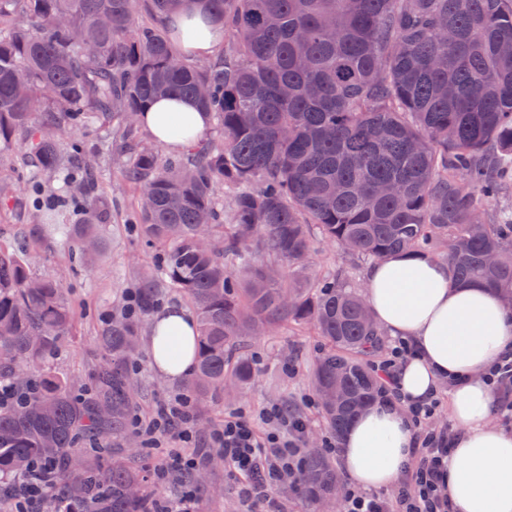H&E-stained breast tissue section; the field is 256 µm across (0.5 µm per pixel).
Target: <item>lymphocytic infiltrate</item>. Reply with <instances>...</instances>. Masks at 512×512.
<instances>
[{"instance_id": "lymphocytic-infiltrate-1", "label": "lymphocytic infiltrate", "mask_w": 512, "mask_h": 512, "mask_svg": "<svg viewBox=\"0 0 512 512\" xmlns=\"http://www.w3.org/2000/svg\"><path fill=\"white\" fill-rule=\"evenodd\" d=\"M440 405V399L436 398L428 405L409 409L418 434L405 478L395 498L387 501L353 490L346 495L342 512H448L445 485L448 431L431 424ZM260 421L269 424L268 432L258 433L256 424ZM195 424L192 406L180 395L157 402L151 415L138 414L133 418V429L143 445L157 452L161 451L168 436L191 442ZM308 433L309 425L305 419L273 405L264 409L257 419L241 412L225 418L213 434V443L240 476L244 499L267 503L275 484L296 475L301 444ZM198 465L196 457L173 454L156 466V482H168L175 473L183 478L180 494L162 503L157 512H193L198 489L189 476Z\"/></svg>"}]
</instances>
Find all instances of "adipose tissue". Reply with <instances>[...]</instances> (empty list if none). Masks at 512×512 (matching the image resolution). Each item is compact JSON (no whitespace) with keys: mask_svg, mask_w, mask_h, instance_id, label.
Instances as JSON below:
<instances>
[{"mask_svg":"<svg viewBox=\"0 0 512 512\" xmlns=\"http://www.w3.org/2000/svg\"><path fill=\"white\" fill-rule=\"evenodd\" d=\"M178 47L210 55L221 29L191 7L175 14ZM191 123L180 128L182 114ZM139 123L159 144L180 150L198 140L210 124L190 100L162 98L139 115ZM366 295L376 321L390 336L413 347L396 372L399 401L378 400L363 409L341 436L345 470L362 490L396 483L415 446L407 416L410 404L429 401L438 386L451 382L450 416L456 429L448 452L447 492L451 512H512V430L492 421L494 390L486 375L512 351V308L481 285L460 286L447 265L430 259L388 258L366 273ZM176 329L184 344L177 365L165 363L161 328ZM195 317L177 306L154 318L147 346L155 370L173 380L195 369Z\"/></svg>","mask_w":512,"mask_h":512,"instance_id":"obj_1","label":"adipose tissue"}]
</instances>
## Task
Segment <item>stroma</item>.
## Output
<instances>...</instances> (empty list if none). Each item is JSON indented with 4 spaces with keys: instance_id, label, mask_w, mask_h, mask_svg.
I'll return each mask as SVG.
<instances>
[{
    "instance_id": "obj_1",
    "label": "stroma",
    "mask_w": 512,
    "mask_h": 512,
    "mask_svg": "<svg viewBox=\"0 0 512 512\" xmlns=\"http://www.w3.org/2000/svg\"><path fill=\"white\" fill-rule=\"evenodd\" d=\"M100 136V129L84 125L66 129L58 137L60 147L77 141L91 150L92 166L99 176L97 193L107 204V214L98 228L103 250L80 265L70 262L65 238L42 227L36 202L40 193L60 190L61 173L38 171L33 164L21 161L16 153L0 158V241H29L34 248V272L59 279L75 309L71 333L43 368L76 381L82 391L93 386L106 357L97 341L105 314L125 305L126 294L134 288L140 269L152 261V253L144 248L133 223L142 206L140 188L123 179L113 156L99 150ZM320 351L318 339L299 327L284 326L274 335L251 339L248 354L257 368L254 381L226 394L224 399L200 407L205 425L190 443L188 455L209 452V435L223 424L225 417L242 411L256 418L272 403L287 406L307 420L311 437L328 436L311 383L312 368ZM138 366L137 377L142 387L138 404L142 412H149L159 398L180 393V383L155 372L146 347L138 349ZM212 480L223 492L218 497L203 495L204 512H250L235 473L223 466L213 472Z\"/></svg>"
}]
</instances>
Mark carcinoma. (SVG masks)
<instances>
[{"label":"carcinoma","mask_w":512,"mask_h":512,"mask_svg":"<svg viewBox=\"0 0 512 512\" xmlns=\"http://www.w3.org/2000/svg\"><path fill=\"white\" fill-rule=\"evenodd\" d=\"M148 2L155 23L140 26L137 0H0V155L19 141L42 170L77 171L42 219L82 261L100 252L93 220L105 203L82 145L63 154L42 133L119 121L115 158L141 189L142 241L155 251L140 313L169 288L197 319L186 397L199 406L228 382L246 387L255 367L243 338L288 323L325 340L312 384L335 435L377 399L367 358L384 333L357 282L333 271L287 285L308 269L316 234L365 264L444 262L457 284L512 306V0ZM196 3L224 26V54L207 64L165 30L172 11ZM162 96L209 113L222 142L202 140L179 163L133 142L137 114ZM221 183L232 190L226 210ZM386 183L398 193L380 194ZM66 202L91 221L57 223ZM265 250L279 264H255ZM74 319L62 284L0 242V385L23 396L0 407V478L47 460L52 512H153L162 493L146 491L148 471L97 443L107 429L124 435L136 409L135 319L116 313L101 327L108 363L91 391L75 397L48 372L32 380ZM299 486L312 501L336 488L314 447Z\"/></svg>","instance_id":"cac0c4a2"}]
</instances>
